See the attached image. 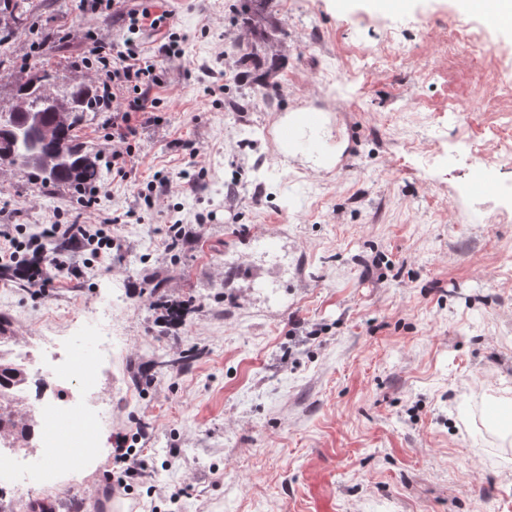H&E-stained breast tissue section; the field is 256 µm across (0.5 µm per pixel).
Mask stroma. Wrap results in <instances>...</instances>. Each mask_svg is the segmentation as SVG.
<instances>
[{
  "instance_id": "stroma-1",
  "label": "stroma",
  "mask_w": 512,
  "mask_h": 512,
  "mask_svg": "<svg viewBox=\"0 0 512 512\" xmlns=\"http://www.w3.org/2000/svg\"><path fill=\"white\" fill-rule=\"evenodd\" d=\"M27 2L19 19L0 10L3 112L46 68L62 99L98 84L96 46L122 45V15L139 5L94 17L79 0ZM160 7L180 56H159L164 32L142 34L163 72L158 119L138 129L127 179L105 180L95 212L77 188L0 166V225L31 235L124 218L109 255L51 244L73 273L42 294L0 278L18 362L48 336L96 360L100 321L112 323L98 465L18 505L100 512L124 434L148 462L130 512H512V446L485 417L512 399V91L498 83L512 30L457 0L392 12L271 0L269 97L241 50L238 0ZM52 30L61 49L38 57ZM473 37L494 53L474 56ZM297 109L329 119L344 146L332 169L280 159L268 131ZM111 135V111L87 114L80 136L105 169ZM175 224L181 243L162 249ZM171 303L187 308L176 326Z\"/></svg>"
}]
</instances>
